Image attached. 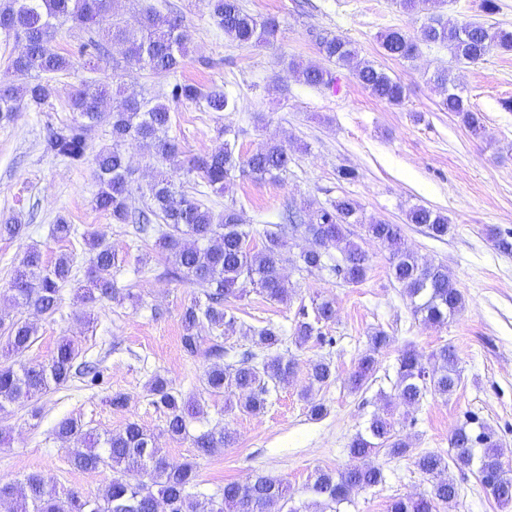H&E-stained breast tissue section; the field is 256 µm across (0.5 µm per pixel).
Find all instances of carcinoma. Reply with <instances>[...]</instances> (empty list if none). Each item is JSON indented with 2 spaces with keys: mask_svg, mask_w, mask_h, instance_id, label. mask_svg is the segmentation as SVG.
<instances>
[{
  "mask_svg": "<svg viewBox=\"0 0 512 512\" xmlns=\"http://www.w3.org/2000/svg\"><path fill=\"white\" fill-rule=\"evenodd\" d=\"M120 0H3L0 23H8L14 40L23 43V51L10 60V68L26 79L20 86H0V121L11 119L23 106L42 107L53 96L54 88L43 76L70 69L69 56L53 47L56 35L65 25L81 29L96 28L101 40H90L92 52L88 63L101 61L134 62L156 74L174 73L188 50L181 32L183 18L178 14L162 15L145 9L127 18L119 12ZM204 6L224 35L241 45L261 46L274 42L280 30L273 17H261L245 11L239 0H203ZM400 8L412 15L425 16L431 22L420 26L410 36L399 29L380 33L387 54L412 61L420 46L439 45L448 48L458 64H475L494 48L512 51V29L481 22L459 23L433 15L439 0H398ZM320 54L339 68L349 69L357 82L373 97L399 106L405 99V85L389 76L374 63L359 58L353 44L338 36H326L318 42ZM297 79L309 86L333 84V74L320 65L291 64ZM445 92L444 108L461 117L472 132L481 129L478 115L472 112L458 90L448 68L437 69L430 77ZM111 98L108 87L86 85L73 94L70 108L73 120L49 130L45 151L72 165L87 160V128L107 123L111 128V146L94 156L96 174L101 188L95 208L109 215L117 224L135 220L131 207L132 170L123 146L137 141L146 147L150 157L161 165L159 175L150 183L146 194L151 202L156 225L144 224L139 231L155 237V247L174 258L177 271L191 283L206 288L205 301L188 306L181 317L183 351L190 357L201 352L199 332L205 326L231 335L237 330V317L231 300L240 297L239 282L248 280L268 298L287 302L290 289L285 286L281 266L286 261V235L299 233L309 246L298 256V270L307 273L328 271L348 285H359L370 269L366 251L349 238L348 227L361 224L368 236L383 245L390 255V271L410 300L413 316L427 326H444L464 306V296L440 264L421 261L401 242V227L368 218L361 206L347 196L333 201L328 208L308 214L298 221L289 210L281 217L277 229L265 232L259 249L248 245L240 213L233 207L224 209L221 219L200 200L189 196L175 175L185 170L199 175L205 186L215 193L224 191L226 181L234 174L253 179H274L287 171L288 148L267 143L241 158L235 154L240 130L224 127V147L210 154L181 158L182 151L169 135L170 108L162 102L152 103L134 96L124 98L111 111H103ZM171 98L176 102H205L212 112H234L237 102L226 92L203 90L183 81L173 84ZM410 224L426 227L429 236L448 235V217L427 207H414L407 213ZM84 240L92 252L91 267L83 290L88 303L114 300L119 296L112 272L118 259L112 246L95 230L84 232ZM340 257H335L334 253ZM69 256L62 254L54 263H45L40 251L28 250L14 270L9 290L14 302L41 314L53 315L58 307L60 289L71 279ZM318 322L336 319L332 301L321 300L314 306ZM7 352L22 355L36 341L34 324L18 318L7 324L0 322ZM295 342L302 345L310 339L324 341L322 331L313 323L301 320L294 331ZM391 337L383 330L370 336L369 353L359 359L348 377L350 390L359 391L372 380L377 370L375 354L386 349ZM253 351H236L215 341L208 355L231 358L233 362L211 363L204 371L206 391L211 395L237 398L243 412H255L267 403L271 391L289 381L294 374L293 359L276 352L282 345L281 329L271 324L255 328L251 334ZM78 347L65 339L46 363L0 362V412L10 406H22L35 395L52 386L61 387L75 377L97 378L96 367L86 361L77 362ZM433 369H428L412 350L402 352L396 369L397 398L408 406L420 404L429 394L448 397L458 388L461 377L458 355L450 346L432 353ZM331 365L324 359L311 364L310 385L331 383ZM154 404L163 409L165 432L172 439H189L201 455L215 453L230 443L232 435L224 430L190 432V421L204 414L199 402L184 401L176 395L169 382L159 376L149 386ZM59 438L78 447L70 456L69 465L80 471L109 467L112 482L96 496L77 491L59 492L41 473L33 472L18 484H0V501L10 502V512H157L158 504L165 512H198V503L189 489L196 485L197 470L192 462L169 463L159 448L154 434L130 421L123 430L100 439L85 432L73 418L61 420L56 427ZM454 454L445 458L426 453L415 458L420 471L433 478L430 490L418 496L399 497L388 506V512H437L448 507L458 496V488L450 478L442 477L449 465L469 469L479 462L478 478L484 491L501 505L512 504V472L500 459V444L494 432L475 416L455 428L449 438ZM384 452L393 457L412 453V444L398 434L390 419L373 417L365 432L355 436L349 446L356 460L341 471L318 469L311 490L317 500L312 512H341L351 502L353 493L382 482V472L370 458ZM287 502L288 485L268 475H256L248 482L224 485L221 501L212 512H270L271 505Z\"/></svg>",
  "mask_w": 512,
  "mask_h": 512,
  "instance_id": "cac0c4a2",
  "label": "carcinoma"
}]
</instances>
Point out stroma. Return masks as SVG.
<instances>
[{
	"label": "stroma",
	"instance_id": "stroma-1",
	"mask_svg": "<svg viewBox=\"0 0 512 512\" xmlns=\"http://www.w3.org/2000/svg\"><path fill=\"white\" fill-rule=\"evenodd\" d=\"M240 2L249 13L279 21L281 34L274 44L247 47L231 41L201 0H123L122 11L128 16L145 8L182 15L188 55L173 77L134 65L90 68L80 48L91 32L63 28L54 47L70 57L72 66L53 77L52 98L0 124V220L14 217L21 226L17 237L0 238V317H22L36 326L37 339L24 354L26 362H48L58 344L70 339L78 344L82 360L97 363L101 371L96 383L76 378L0 414V481L17 484L24 475L38 472L58 491L100 494L113 473L108 468L83 472L69 466L73 446L55 433L64 418L77 419L84 430L99 435L118 432L131 421L153 432L168 461L196 462L194 493L201 512L220 501L226 483L256 474L287 482L291 507L305 512L314 498L312 472L352 465L348 445L377 413L394 421L415 452L445 457L453 453L448 444L453 429L467 415H477L494 431L502 461L512 470V254L501 252L494 242L498 235L512 241V111L503 107L512 102V51L492 49L475 64L453 63L447 48L439 45L422 48L411 62L388 56L378 41L380 32L399 28L412 33L422 23L395 0ZM481 2L442 0L438 13L458 22L486 20L512 28V0H495L498 9L491 15ZM321 35L351 41L362 59L401 80L404 104L375 99L345 68L335 69L330 86L299 82L288 64H323L316 42ZM438 67L451 68L471 110L480 114L481 136H472L460 117L443 110L440 91L427 79ZM178 79L229 92L238 101L237 111L212 112L202 102H169ZM91 83L168 103L170 134L187 157L223 146L219 131L228 124L241 130L239 155L268 142L287 146L292 162L279 179L236 176L223 192L205 193L203 198L218 216L225 208L238 209L251 231V244H261L286 206L312 211L348 196L366 215L401 225L405 248L422 260L447 266L464 295L463 309L444 327H428L415 319L391 276L388 252L362 225L351 226V238L372 262L366 280L356 286L324 273L299 274L295 260L306 241L294 239L282 269L287 287L295 291L291 302L273 301L251 290L235 303L241 331L223 337L208 328L201 331L204 345L219 339L241 351L251 345L246 327L280 326L287 334L280 351L294 360L293 377L254 413L239 412L227 397L207 395L203 374L208 358L187 356L181 344L183 311L193 298L203 297V288L167 276L173 260L158 254L153 240L95 209L99 183L92 163L76 167L44 151L47 127L69 123L73 91ZM415 206L447 216L448 236L435 239L425 227L407 223L406 214ZM60 217L81 231H98L112 246L120 260L115 284L125 292L124 301L82 300L79 287L92 253L81 237L60 241L52 236ZM32 247L46 261L62 253L73 261L72 279L61 288L58 309L50 316L23 311L11 300L9 282ZM325 297L336 303L335 321L322 327L331 344H296L292 333L300 306ZM378 328L393 342L378 354L373 380L351 391L346 379ZM446 344L459 357L461 383L453 395L430 394L411 408L398 403V355L411 349L426 357ZM319 358L331 361L336 380L312 390L309 366ZM158 375L182 398L202 401L204 414L193 422L192 432L225 428L233 442L202 456L190 440L165 435V416L149 393V383ZM118 393L126 395L125 407H113ZM315 402L323 404L322 416L311 415ZM373 463L383 473L382 483L353 494L345 512H387L393 498L421 494L431 485L410 458L381 453ZM449 474L459 494L444 512H512V506L499 507L485 493L476 470L453 467Z\"/></svg>",
	"mask_w": 512,
	"mask_h": 512
}]
</instances>
